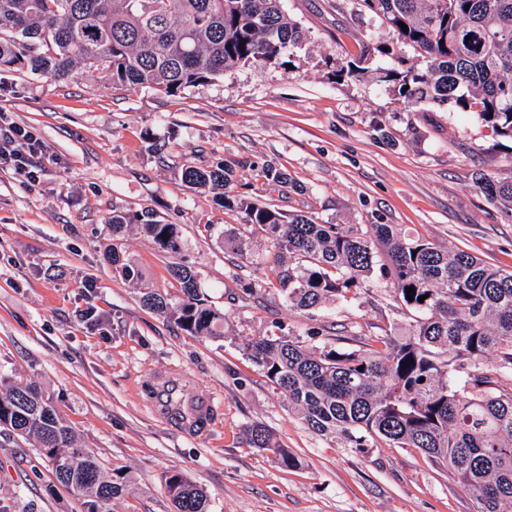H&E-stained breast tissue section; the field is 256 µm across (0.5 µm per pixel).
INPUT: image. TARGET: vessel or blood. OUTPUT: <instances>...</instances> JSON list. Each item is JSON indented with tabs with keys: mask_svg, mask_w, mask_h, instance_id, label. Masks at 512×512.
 Masks as SVG:
<instances>
[{
	"mask_svg": "<svg viewBox=\"0 0 512 512\" xmlns=\"http://www.w3.org/2000/svg\"><path fill=\"white\" fill-rule=\"evenodd\" d=\"M184 380L183 374L175 372L155 383L150 405L174 431L186 437H198L207 433L216 408L212 397L205 393L197 394L184 404L174 402L173 396L181 391Z\"/></svg>",
	"mask_w": 512,
	"mask_h": 512,
	"instance_id": "obj_1",
	"label": "vessel or blood"
}]
</instances>
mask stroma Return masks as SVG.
Instances as JSON below:
<instances>
[{
  "label": "stroma",
  "mask_w": 512,
  "mask_h": 512,
  "mask_svg": "<svg viewBox=\"0 0 512 512\" xmlns=\"http://www.w3.org/2000/svg\"><path fill=\"white\" fill-rule=\"evenodd\" d=\"M308 33L287 66L238 67L168 96L113 86L101 71L55 80L0 71V113L46 145L39 181L0 170V378L35 383L102 470L127 483L112 512H174L165 477L202 486L210 512H475L471 494L413 448H344L289 410L244 343L285 330L307 345L397 336L412 324L380 272L354 298L289 305L269 279L271 248L249 236L238 265L224 238L239 213L183 183L184 165L221 159L232 190L321 224H396L512 270V216L475 184L512 181V142L454 104L410 105L373 77L336 80L335 60L393 35L361 0H284ZM270 163L298 183L259 177ZM152 209L178 225L179 252L140 227L112 239V211ZM140 273L121 277L112 246ZM192 267L224 315L220 337L193 336L144 308L143 288L180 295L171 275ZM183 370L186 395L212 391L222 416L210 436H177L147 404L150 378ZM267 428L298 464L241 442ZM0 512H84L34 442L0 447Z\"/></svg>",
  "instance_id": "35a3bbf8"
}]
</instances>
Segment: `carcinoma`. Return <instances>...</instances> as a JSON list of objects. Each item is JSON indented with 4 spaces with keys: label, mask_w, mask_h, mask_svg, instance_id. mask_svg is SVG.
<instances>
[{
    "label": "carcinoma",
    "mask_w": 512,
    "mask_h": 512,
    "mask_svg": "<svg viewBox=\"0 0 512 512\" xmlns=\"http://www.w3.org/2000/svg\"><path fill=\"white\" fill-rule=\"evenodd\" d=\"M283 0H0V68L64 79L79 69L102 70L115 86L151 88L169 96L210 82L238 66H281L306 33ZM426 66L378 68L376 79L410 103L453 102L500 137L512 140V0H362ZM408 31H403L399 23ZM471 39H466V36ZM368 46L333 76L362 78ZM232 169L187 165L182 180L220 191L224 208L266 234L280 292L299 309L349 299L380 266L394 299L414 316L410 333L378 337L351 350L309 347L288 335L247 340L244 351L262 368L308 429L346 448L383 441L414 448L466 487L477 512H512V271L461 248L415 237L395 224H318L231 194ZM494 203L512 212V182L477 178ZM138 224L161 249H178V228L149 209L112 211V233ZM236 258L247 242L226 230ZM126 279L139 273L112 249ZM181 298L172 306L155 288L142 303L171 315L194 336H218L224 315L202 298L193 270H172ZM415 289L413 300L407 288ZM425 297L419 302V297ZM0 432L32 436L50 458L57 481L78 492L86 512H107L126 484L104 474L94 454L73 447L65 420L34 384L0 382ZM244 442L273 454L284 468L296 458L264 427ZM176 512H208V496L180 472L166 475Z\"/></svg>",
    "instance_id": "obj_1"
}]
</instances>
